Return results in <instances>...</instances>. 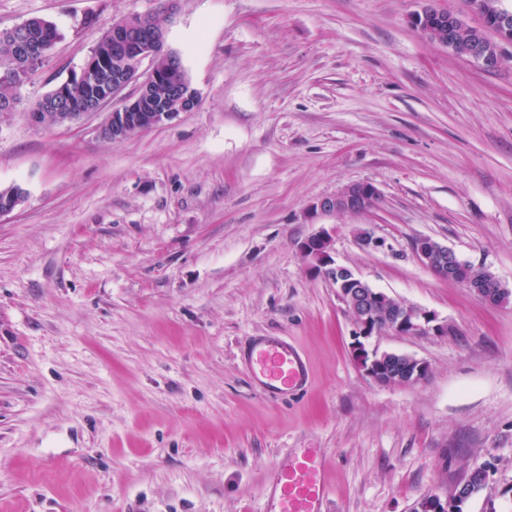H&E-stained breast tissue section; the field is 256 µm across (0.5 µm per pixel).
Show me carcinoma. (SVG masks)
I'll list each match as a JSON object with an SVG mask.
<instances>
[{"mask_svg":"<svg viewBox=\"0 0 512 512\" xmlns=\"http://www.w3.org/2000/svg\"><path fill=\"white\" fill-rule=\"evenodd\" d=\"M23 36L36 46V55L29 56L18 51L14 30L0 32V70H7L6 76L0 78V105L10 106L12 112L15 111L13 105L16 104L13 90L21 87L33 70L42 63L58 38V32L53 23L42 18H31L26 20ZM157 53V72L161 77V85L167 86L180 78L185 70L179 58L165 52L164 43L161 41L158 42ZM90 57L96 59L100 57L109 62L112 61V31L109 30L105 33L92 50ZM98 75L99 72L95 70H81L67 84V97L72 100L91 98L94 81ZM35 111L43 113V118L57 122L61 119L59 113L68 111V103L65 100L59 103L55 102L53 94L50 93L37 104ZM486 479L487 470L485 468L472 469L465 480L457 486L461 493L459 505H450L445 512H463L462 505L482 489Z\"/></svg>","mask_w":512,"mask_h":512,"instance_id":"cac0c4a2","label":"carcinoma"}]
</instances>
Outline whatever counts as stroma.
Returning a JSON list of instances; mask_svg holds the SVG:
<instances>
[{"label":"stroma","mask_w":512,"mask_h":512,"mask_svg":"<svg viewBox=\"0 0 512 512\" xmlns=\"http://www.w3.org/2000/svg\"><path fill=\"white\" fill-rule=\"evenodd\" d=\"M466 0H0L58 38L0 122V512H265L272 473L303 448L325 464L326 512H412L449 498L512 512V302L432 275L429 237L512 289V45L494 72L422 36L427 6ZM158 15L197 107L121 142L104 114L26 117L80 72L114 21ZM353 182L374 207L310 220ZM447 332H381L367 349L425 361L383 386L300 244ZM384 240L362 249L357 233ZM277 336L308 367L268 397L243 347ZM487 479V470L483 467H477L476 469H472L468 476L462 481L457 489L460 491L462 498L459 499V505L452 506L448 503L447 510H442L439 512H463L462 506L477 492H479L484 486Z\"/></svg>","instance_id":"35a3bbf8"}]
</instances>
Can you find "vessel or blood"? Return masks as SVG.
I'll list each match as a JSON object with an SVG mask.
<instances>
[{
	"label": "vessel or blood",
	"mask_w": 512,
	"mask_h": 512,
	"mask_svg": "<svg viewBox=\"0 0 512 512\" xmlns=\"http://www.w3.org/2000/svg\"><path fill=\"white\" fill-rule=\"evenodd\" d=\"M248 364L259 386L271 394L291 392L306 381L302 358L282 340L251 343ZM324 497L323 459L308 448L277 472L266 512H324Z\"/></svg>",
	"instance_id": "obj_1"
}]
</instances>
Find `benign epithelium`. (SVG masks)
Here are the masks:
<instances>
[{
	"label": "benign epithelium",
	"mask_w": 512,
	"mask_h": 512,
	"mask_svg": "<svg viewBox=\"0 0 512 512\" xmlns=\"http://www.w3.org/2000/svg\"><path fill=\"white\" fill-rule=\"evenodd\" d=\"M470 12L481 18L483 26L472 24L465 14L450 13L446 7L436 11L432 6L415 14L411 23L420 34L453 54L476 63L484 71H493L502 62V49L486 36L485 30L492 29L502 41L512 43V13L501 7L500 0H472ZM157 44L156 34L124 20L113 23L112 56L125 65L106 73L93 94L95 107L80 105L78 111L65 113L64 123L78 122L85 115L103 109L136 80L140 81L138 94L107 113L106 121L99 128L101 137L121 142L137 133L163 126L179 113L197 107L198 97L176 83L163 93L157 91V86L152 83L157 78ZM378 197V189L371 183L347 184L313 204L309 218L313 220L328 213L367 211ZM333 242L332 231L322 228L301 243L300 251L307 259L310 271L327 268L333 272L331 282L336 287V295L355 327L353 353L356 361L367 377L380 384L386 376L383 365L395 353L366 349L364 340L379 333L377 322L383 318L387 330L411 334L426 329L434 317L370 286L350 268L337 264L332 256ZM415 255L425 268L440 278L458 277L467 266L452 249L428 237L418 239ZM462 285L488 302H506L502 288L491 295L471 277L462 279Z\"/></svg>",
	"instance_id": "obj_1"
}]
</instances>
